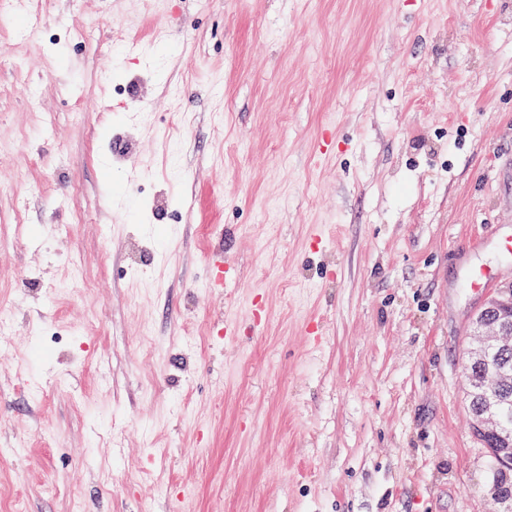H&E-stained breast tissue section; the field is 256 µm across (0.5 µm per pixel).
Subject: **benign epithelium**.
Returning <instances> with one entry per match:
<instances>
[{"label": "benign epithelium", "instance_id": "7a95c632", "mask_svg": "<svg viewBox=\"0 0 512 512\" xmlns=\"http://www.w3.org/2000/svg\"><path fill=\"white\" fill-rule=\"evenodd\" d=\"M472 336L475 347L470 359L477 363L488 364L499 353L512 349V284L482 301L475 311ZM470 425L492 434L504 429L496 405L489 401L473 409Z\"/></svg>", "mask_w": 512, "mask_h": 512}]
</instances>
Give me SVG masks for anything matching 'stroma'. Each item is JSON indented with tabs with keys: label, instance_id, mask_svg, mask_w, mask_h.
Segmentation results:
<instances>
[{
	"label": "stroma",
	"instance_id": "35a3bbf8",
	"mask_svg": "<svg viewBox=\"0 0 512 512\" xmlns=\"http://www.w3.org/2000/svg\"><path fill=\"white\" fill-rule=\"evenodd\" d=\"M512 0H0V512H498ZM474 315L470 335L474 336L475 347L469 358L489 364L493 357L506 351L500 355L499 364L512 370V283L488 295ZM470 416V425L476 429L492 434H498L499 431L504 429L496 405L489 401L483 406H476Z\"/></svg>",
	"mask_w": 512,
	"mask_h": 512
}]
</instances>
